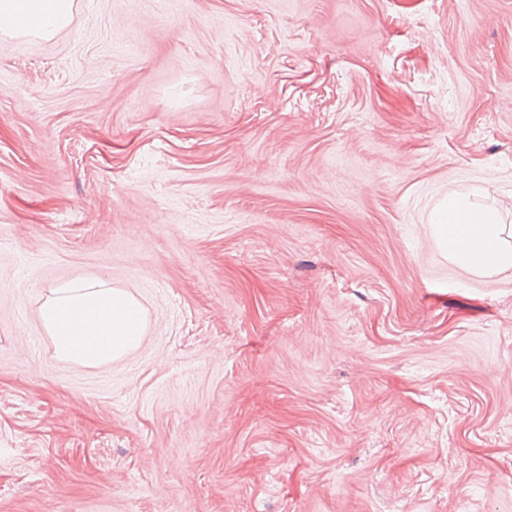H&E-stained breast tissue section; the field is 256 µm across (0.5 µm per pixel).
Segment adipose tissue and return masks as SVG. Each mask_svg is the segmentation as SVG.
Instances as JSON below:
<instances>
[{
	"label": "adipose tissue",
	"mask_w": 512,
	"mask_h": 512,
	"mask_svg": "<svg viewBox=\"0 0 512 512\" xmlns=\"http://www.w3.org/2000/svg\"><path fill=\"white\" fill-rule=\"evenodd\" d=\"M76 0H0V35L53 39L68 28ZM436 231L455 264L478 276L512 268V225L496 208H478L449 198ZM41 323L58 360L100 367L138 349L148 313L128 291L105 278L72 280L50 288L40 308Z\"/></svg>",
	"instance_id": "1"
}]
</instances>
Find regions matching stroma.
I'll list each match as a JSON object with an SVG mask.
<instances>
[{
	"mask_svg": "<svg viewBox=\"0 0 512 512\" xmlns=\"http://www.w3.org/2000/svg\"><path fill=\"white\" fill-rule=\"evenodd\" d=\"M0 36V512H512V0H76ZM102 277L139 349L58 361ZM436 223L448 258L468 272L492 276L512 268V225L502 224L496 208H478L463 197H451ZM40 320L58 360L90 368L112 364L138 349L148 328L141 303L105 278L53 286Z\"/></svg>",
	"mask_w": 512,
	"mask_h": 512,
	"instance_id": "35a3bbf8",
	"label": "stroma"
}]
</instances>
